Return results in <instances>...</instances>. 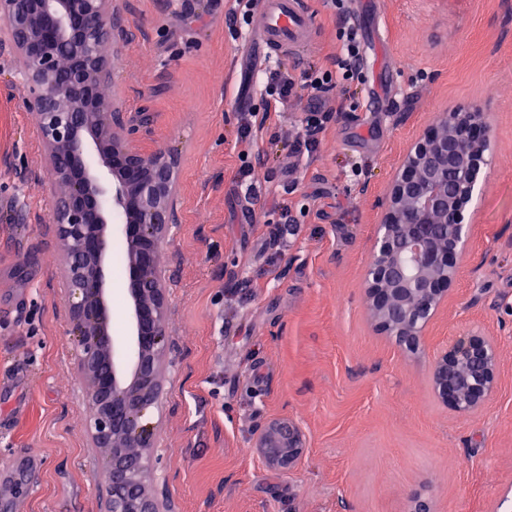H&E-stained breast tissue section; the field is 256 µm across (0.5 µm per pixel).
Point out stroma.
I'll use <instances>...</instances> for the list:
<instances>
[{
  "label": "stroma",
  "instance_id": "stroma-1",
  "mask_svg": "<svg viewBox=\"0 0 512 512\" xmlns=\"http://www.w3.org/2000/svg\"><path fill=\"white\" fill-rule=\"evenodd\" d=\"M307 2L316 42L291 58L236 34L234 0H119L113 85L149 111L143 144L181 155L165 245L173 365L147 414L162 424L154 491L171 512H409L416 496L433 512H512V0ZM350 26L358 77L322 93L333 118L315 152L296 154L310 100L266 95L259 77L336 71ZM22 96L0 23V464L14 474L0 512H101L54 186ZM474 102L494 116L493 162L448 302L407 353L367 312L375 199L421 128ZM463 328L499 347L498 388L472 415L430 385ZM277 417L308 438L287 473L252 446Z\"/></svg>",
  "mask_w": 512,
  "mask_h": 512
}]
</instances>
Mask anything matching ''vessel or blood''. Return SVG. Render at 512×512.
<instances>
[{
  "mask_svg": "<svg viewBox=\"0 0 512 512\" xmlns=\"http://www.w3.org/2000/svg\"><path fill=\"white\" fill-rule=\"evenodd\" d=\"M314 22L306 0H261L255 31L268 52L278 54L304 41Z\"/></svg>",
  "mask_w": 512,
  "mask_h": 512,
  "instance_id": "obj_1",
  "label": "vessel or blood"
}]
</instances>
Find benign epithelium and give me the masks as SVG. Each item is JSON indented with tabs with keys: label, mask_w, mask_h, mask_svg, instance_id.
I'll return each instance as SVG.
<instances>
[{
	"label": "benign epithelium",
	"mask_w": 512,
	"mask_h": 512,
	"mask_svg": "<svg viewBox=\"0 0 512 512\" xmlns=\"http://www.w3.org/2000/svg\"><path fill=\"white\" fill-rule=\"evenodd\" d=\"M55 193L69 321L77 336L75 374L91 417L90 447L105 457V512H166L150 478L158 426L144 422L160 403L171 307L162 279L164 243L174 224L180 159L145 149L136 134L151 122L106 95L125 34L114 0H0ZM493 158L492 113L478 104L445 109L404 150L376 200V232L365 296L377 332L417 350L448 297L466 254L472 206ZM126 248V335H112L108 303L112 239ZM499 379L494 337L467 330L433 360L434 398L461 415L481 411ZM253 448L271 468L290 472L307 448L302 427L274 418Z\"/></svg>",
	"instance_id": "benign-epithelium-1"
}]
</instances>
